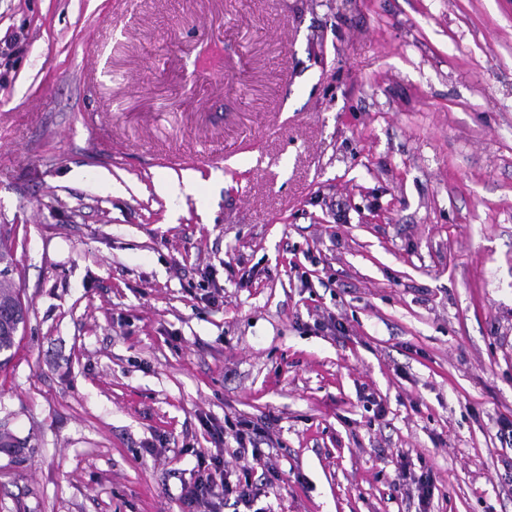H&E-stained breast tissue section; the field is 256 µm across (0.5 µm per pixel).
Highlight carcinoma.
Returning a JSON list of instances; mask_svg holds the SVG:
<instances>
[{
  "label": "carcinoma",
  "mask_w": 512,
  "mask_h": 512,
  "mask_svg": "<svg viewBox=\"0 0 512 512\" xmlns=\"http://www.w3.org/2000/svg\"><path fill=\"white\" fill-rule=\"evenodd\" d=\"M4 240L5 230L0 225V355H5L0 360V368L10 361L7 352L14 347L15 337L19 327L25 324L27 314L19 290L11 278L15 267L14 255Z\"/></svg>",
  "instance_id": "obj_1"
}]
</instances>
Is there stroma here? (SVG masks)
<instances>
[{"label": "stroma", "mask_w": 512, "mask_h": 512, "mask_svg": "<svg viewBox=\"0 0 512 512\" xmlns=\"http://www.w3.org/2000/svg\"><path fill=\"white\" fill-rule=\"evenodd\" d=\"M27 320L0 512H512V0H0ZM432 482L420 504L416 478ZM234 427L230 429L237 444L236 457L246 462L239 470H229L224 465L223 448H216L215 453H197L195 479L182 484L178 497L182 512H200L198 508L202 506L207 508L204 512H221L226 503L237 507L234 512L262 510L253 508L259 497H267L265 494L273 489L266 476L270 468L269 457L260 449V438L265 437V432L246 420L239 421ZM258 469H261L260 475H257ZM239 507L244 510H239Z\"/></svg>", "instance_id": "stroma-1"}]
</instances>
